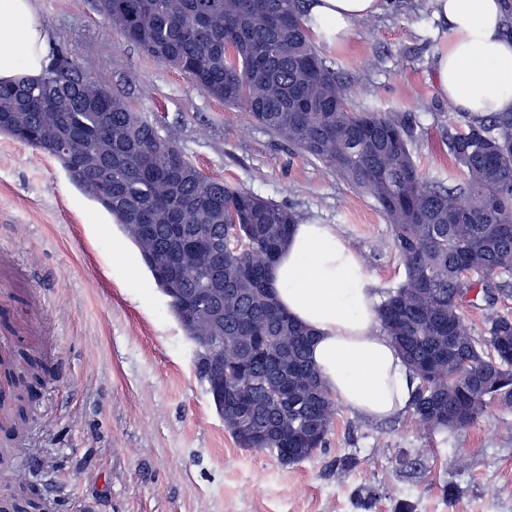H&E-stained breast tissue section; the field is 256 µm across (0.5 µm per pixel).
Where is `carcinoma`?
<instances>
[{
    "label": "carcinoma",
    "instance_id": "obj_1",
    "mask_svg": "<svg viewBox=\"0 0 512 512\" xmlns=\"http://www.w3.org/2000/svg\"><path fill=\"white\" fill-rule=\"evenodd\" d=\"M307 0H100L109 28L293 149L322 162L384 212L404 268L378 308L381 329L417 386L410 411L425 430L458 431L490 403L512 408V112L458 113L448 152L456 185L423 176L406 116L356 109L313 41ZM0 135L56 159L137 246L171 313L194 344V367L241 448L284 464L326 447L336 401L311 355V333L284 313L269 272L300 222L290 207L197 168L75 51L59 47L35 80L0 84ZM224 290L222 338L189 300ZM483 304L484 328L463 306ZM22 351L6 371L10 419L28 424L30 382L47 350ZM50 512L27 481L6 487Z\"/></svg>",
    "mask_w": 512,
    "mask_h": 512
}]
</instances>
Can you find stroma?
Listing matches in <instances>:
<instances>
[{
    "label": "stroma",
    "instance_id": "stroma-1",
    "mask_svg": "<svg viewBox=\"0 0 512 512\" xmlns=\"http://www.w3.org/2000/svg\"><path fill=\"white\" fill-rule=\"evenodd\" d=\"M52 46L79 55L208 175L336 225L378 291L404 271L371 199L288 148L244 110L125 42L99 0H35ZM446 30L431 0H385L338 42L317 41L354 106L414 116L424 175L464 174L444 134L455 107L433 76ZM0 263L33 290L54 369L36 390L24 439L0 425L52 512H512V409L489 405L460 431L420 429L410 412L369 420L339 408L326 448L286 465L239 448L193 366V346L137 247L61 165L0 135Z\"/></svg>",
    "mask_w": 512,
    "mask_h": 512
}]
</instances>
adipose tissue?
<instances>
[{"label":"adipose tissue","mask_w":512,"mask_h":512,"mask_svg":"<svg viewBox=\"0 0 512 512\" xmlns=\"http://www.w3.org/2000/svg\"><path fill=\"white\" fill-rule=\"evenodd\" d=\"M448 32L433 58L441 96L471 114L512 112V37L500 0H432ZM314 32L345 38L381 0H309ZM50 33L33 0H0V83L39 77ZM280 307L314 334L313 361L346 408L370 419L402 413L414 383L380 331L376 282L332 224L294 226L271 271Z\"/></svg>","instance_id":"1"}]
</instances>
